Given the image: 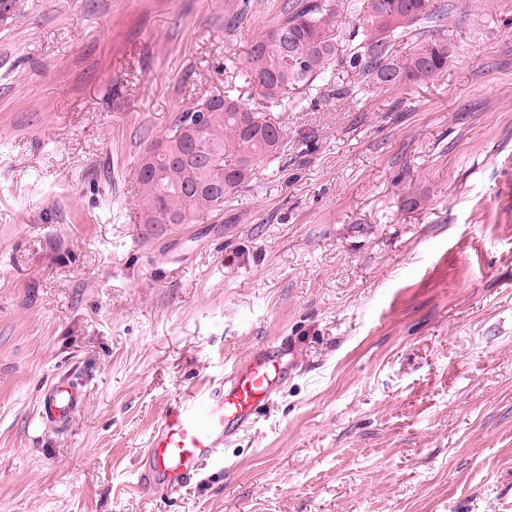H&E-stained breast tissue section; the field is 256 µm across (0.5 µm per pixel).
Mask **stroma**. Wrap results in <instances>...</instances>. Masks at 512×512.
<instances>
[{
	"label": "stroma",
	"mask_w": 512,
	"mask_h": 512,
	"mask_svg": "<svg viewBox=\"0 0 512 512\" xmlns=\"http://www.w3.org/2000/svg\"><path fill=\"white\" fill-rule=\"evenodd\" d=\"M299 0H19L0 29V512H512V0H444L442 74L345 63L274 116L223 211L144 224L136 170L231 92ZM295 371L167 497L136 485L175 398L267 343ZM67 377L66 431L39 415Z\"/></svg>",
	"instance_id": "1"
}]
</instances>
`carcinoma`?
<instances>
[{
  "instance_id": "obj_1",
  "label": "carcinoma",
  "mask_w": 512,
  "mask_h": 512,
  "mask_svg": "<svg viewBox=\"0 0 512 512\" xmlns=\"http://www.w3.org/2000/svg\"><path fill=\"white\" fill-rule=\"evenodd\" d=\"M347 10L358 16L346 57L347 66L366 84L389 89L425 80L448 67V39L415 45L399 58L396 43L438 31L444 12L433 0H370L369 10L350 0ZM336 35L323 9L307 5L254 42L247 57L245 79L260 91L267 108L283 103L290 91L325 79L336 59ZM229 104L210 97L177 113L171 132L163 137L168 149L154 154L151 143L136 171L143 223L159 212L186 224L195 213L218 212L224 200L249 182L256 161L277 157L284 140L282 127L264 112L248 110L249 127L239 122L238 99ZM207 113L204 145L190 152L177 137L193 113Z\"/></svg>"
}]
</instances>
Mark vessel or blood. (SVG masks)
<instances>
[{
	"mask_svg": "<svg viewBox=\"0 0 512 512\" xmlns=\"http://www.w3.org/2000/svg\"><path fill=\"white\" fill-rule=\"evenodd\" d=\"M284 355L276 347L258 350L219 386L182 393L153 430L150 462L137 474L138 487L175 493L204 466L223 464L225 446L254 424L279 383L287 380ZM81 402L77 383L61 380L45 390L42 417L68 428Z\"/></svg>",
	"mask_w": 512,
	"mask_h": 512,
	"instance_id": "vessel-or-blood-1",
	"label": "vessel or blood"
}]
</instances>
